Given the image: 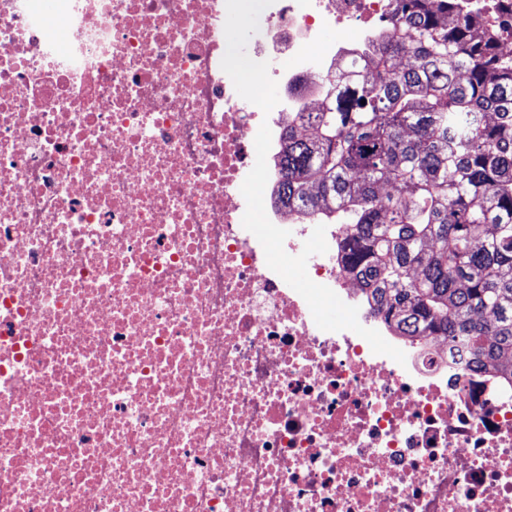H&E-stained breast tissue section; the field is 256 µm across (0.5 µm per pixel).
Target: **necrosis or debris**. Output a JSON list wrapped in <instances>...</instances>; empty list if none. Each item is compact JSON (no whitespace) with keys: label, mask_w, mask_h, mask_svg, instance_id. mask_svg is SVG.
<instances>
[{"label":"necrosis or debris","mask_w":512,"mask_h":512,"mask_svg":"<svg viewBox=\"0 0 512 512\" xmlns=\"http://www.w3.org/2000/svg\"><path fill=\"white\" fill-rule=\"evenodd\" d=\"M395 0H274L246 45L266 118L222 70L226 0H0V512H512V382L396 335L326 227L307 273L405 363L321 330L242 225L261 124L317 106ZM298 255L313 231L265 195ZM364 34H359V29L350 28L341 32L336 30L324 31L317 43L311 44L308 48V53L316 55L324 48L336 45V42H345L346 44H355Z\"/></svg>","instance_id":"1"}]
</instances>
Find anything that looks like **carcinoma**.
<instances>
[{
  "instance_id": "1",
  "label": "carcinoma",
  "mask_w": 512,
  "mask_h": 512,
  "mask_svg": "<svg viewBox=\"0 0 512 512\" xmlns=\"http://www.w3.org/2000/svg\"><path fill=\"white\" fill-rule=\"evenodd\" d=\"M288 113L276 202L347 224L341 261L398 336L441 333L512 378V54L458 0H397Z\"/></svg>"
}]
</instances>
